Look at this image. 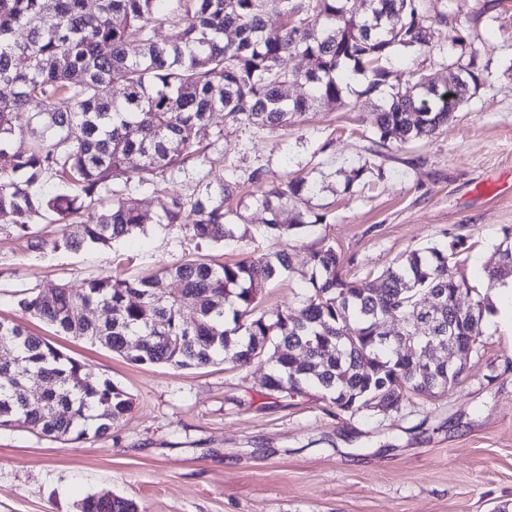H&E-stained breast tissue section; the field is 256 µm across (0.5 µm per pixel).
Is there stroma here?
<instances>
[{
    "label": "stroma",
    "instance_id": "1",
    "mask_svg": "<svg viewBox=\"0 0 512 512\" xmlns=\"http://www.w3.org/2000/svg\"><path fill=\"white\" fill-rule=\"evenodd\" d=\"M443 53L395 49L388 82L419 72L448 78L452 39L477 55L482 84L448 128L403 147L375 148L366 76L345 101L317 105L305 123L271 133L213 113L210 160L176 175L166 192L139 189L144 230L108 246L30 248L0 229V320L24 324L128 392L131 413L102 438H53L0 428V512H78L109 491L144 512H496L512 505V332L484 320L461 383L435 401L399 409L336 410L320 392L266 390L268 366H138L100 344L53 330L23 313L17 295L59 283L81 286L110 270L141 278L190 258L215 264L243 249L198 243L185 225L157 216L167 197L192 194L198 179L245 181L258 166L278 180L306 176L321 217L288 238L293 269L268 286L262 311L298 308L309 287L306 258L333 246L351 278L378 276L406 251L460 237L467 278L485 287V267L512 228V0H423Z\"/></svg>",
    "mask_w": 512,
    "mask_h": 512
}]
</instances>
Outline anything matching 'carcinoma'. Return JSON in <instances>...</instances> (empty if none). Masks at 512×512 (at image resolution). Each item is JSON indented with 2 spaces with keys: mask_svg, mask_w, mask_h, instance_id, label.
Instances as JSON below:
<instances>
[{
  "mask_svg": "<svg viewBox=\"0 0 512 512\" xmlns=\"http://www.w3.org/2000/svg\"><path fill=\"white\" fill-rule=\"evenodd\" d=\"M156 2L0 0V87L9 89L0 93L1 227L31 238L34 225L59 224L58 237L37 239L38 247L54 250L108 244L142 229L135 191L206 162L215 112L232 124L275 131L305 121L318 103L342 102L350 76L367 74L360 95L383 100L375 142L404 145L448 126L481 82L474 53L456 37L459 51L448 56V66L463 83L437 89L415 73L404 89L386 88L395 47L442 50L422 0H370L373 18L353 14L350 0H173L163 16L155 15ZM270 10L286 18L276 30L265 24ZM153 22L171 24L168 41L154 39ZM18 30L27 32L25 39L14 38ZM292 54L309 60L305 72L283 67ZM116 71L125 83L119 99L109 92ZM297 81L310 87V96H285V84ZM19 137L27 140L23 149L14 148ZM45 179L55 184L48 194L37 190ZM246 182L258 192L256 208L268 215L267 236L283 240L310 224L316 182L278 181L263 167L251 169ZM237 186L227 180L214 187L201 178L190 196L163 206L158 223L179 226L188 208L193 238L242 243L247 217L224 209ZM290 201L297 205L294 223L283 224L280 211ZM465 250L461 239L412 249L371 280L343 275L335 248L323 246L307 259L310 288L298 316L258 310L263 290L292 270L286 248L247 251L222 265L190 259L132 280L109 273L79 288L55 285L50 295L27 288L17 304L56 333L97 342L135 365L201 368L221 361L237 368L256 356L271 364L263 381L269 391L293 395L314 387L350 414L377 401L397 409L405 399L438 398L458 384L464 368L435 360L431 341L450 334L472 349L483 336L492 304L460 270L457 255ZM495 254L485 270L489 289L512 278V230L504 231ZM163 278L178 288L160 287ZM428 297L436 300L431 314L423 306ZM89 305L106 316L89 319ZM387 316L404 320L402 335L384 338L380 322ZM0 344L19 356L0 360V427L82 440L106 435L133 409L129 393L109 380L92 382L79 362L22 323L1 320ZM27 374L42 379L43 393L20 389ZM79 512H139V506L119 495L106 501L90 495Z\"/></svg>",
  "mask_w": 512,
  "mask_h": 512,
  "instance_id": "cac0c4a2",
  "label": "carcinoma"
}]
</instances>
